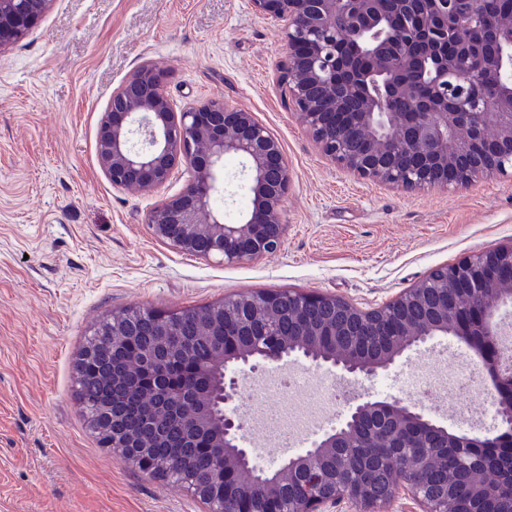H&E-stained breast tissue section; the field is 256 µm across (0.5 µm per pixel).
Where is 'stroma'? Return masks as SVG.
Segmentation results:
<instances>
[{"label": "stroma", "instance_id": "stroma-1", "mask_svg": "<svg viewBox=\"0 0 512 512\" xmlns=\"http://www.w3.org/2000/svg\"><path fill=\"white\" fill-rule=\"evenodd\" d=\"M282 44L280 23L251 0H52L0 52V512H209L102 447L81 411L76 361L112 315L276 289L370 310L435 268L512 245V173L406 191L322 154L279 84ZM145 63L177 105L229 100L281 143L292 183L279 251L235 264L176 252L152 235L148 216L182 191L188 172L149 195L103 174L99 121ZM276 368L472 429L455 394L441 401L413 380L474 371L470 347L449 336L405 351L374 378L304 361Z\"/></svg>", "mask_w": 512, "mask_h": 512}]
</instances>
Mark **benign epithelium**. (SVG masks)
Instances as JSON below:
<instances>
[{"label": "benign epithelium", "instance_id": "1", "mask_svg": "<svg viewBox=\"0 0 512 512\" xmlns=\"http://www.w3.org/2000/svg\"><path fill=\"white\" fill-rule=\"evenodd\" d=\"M50 0H0V50L24 37L45 13ZM260 15L283 25L288 102L323 153L353 174L404 189L463 185L483 175L512 169V0L487 13L477 0H252ZM485 34L480 63L468 51L466 33ZM356 129L353 140L336 136ZM245 160L251 209L243 222L228 223L212 208L224 194V157ZM101 170L114 187L153 192L183 166L191 179L176 196L159 201L148 223L169 247L224 263L255 260L284 241L282 208L291 187L281 144L246 111L223 99L176 108L164 90L163 76L139 66L113 93L97 136ZM439 282L428 276L384 306L351 312L378 315L389 351L372 356L373 341L353 327L322 348L330 335L324 326L303 341L304 319L288 318L277 305L283 291L244 294L199 310L211 354L209 370L255 369L290 357L315 365L332 363L354 376L375 377L407 349L436 336H452L482 359L485 377L496 393V428L485 435L457 433L400 400L346 401L341 426L291 457L273 479L253 468L243 446L247 420L239 411L236 377L222 374L214 383L201 378L192 397H173L184 406L181 440L210 437L211 479L198 488L204 499L224 482L222 512H334L348 502L358 512H375L381 500L362 481L346 475L340 489L323 494L327 457L338 448H355L375 433L393 439L407 452L427 436L436 448H480L499 455L512 447V355L498 339L496 318L512 311V247L469 257L443 268ZM299 312L313 305L343 306L341 298L288 292ZM154 339L144 360L155 364L176 335L172 315L152 312ZM110 350L118 351L130 333L125 316L110 321ZM116 410L98 418L103 446L139 465L163 438L137 435L120 426ZM428 458L409 456L403 467L412 478L401 484L422 512H448V501L431 499L420 478ZM300 473V492L281 504L277 482Z\"/></svg>", "mask_w": 512, "mask_h": 512}]
</instances>
